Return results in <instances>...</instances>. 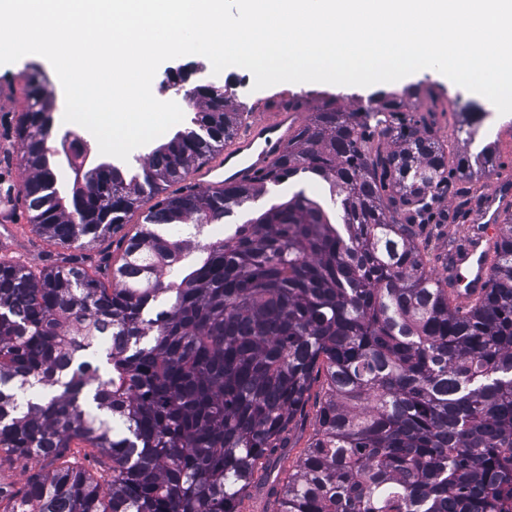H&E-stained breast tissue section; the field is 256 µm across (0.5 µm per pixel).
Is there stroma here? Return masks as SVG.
Wrapping results in <instances>:
<instances>
[{"label": "stroma", "mask_w": 512, "mask_h": 512, "mask_svg": "<svg viewBox=\"0 0 512 512\" xmlns=\"http://www.w3.org/2000/svg\"><path fill=\"white\" fill-rule=\"evenodd\" d=\"M153 94L158 99L174 95L181 87L212 83L229 87L232 105L241 107L244 122L271 115L289 101L299 103L302 118L328 109L351 110L367 104L379 94H389L394 109L402 118L426 122L429 130L444 143L462 152L466 144L458 127L460 115L481 108L488 111L490 138L496 143V153L503 174L512 173V114L493 112L484 96L447 82L431 70H421L391 83L367 87H336L326 83H280L262 90H253L252 74L241 67H229L213 74L210 61L201 55L182 56L162 63L156 72ZM44 86L51 94L54 133H77L91 140L82 126L63 120L65 98L62 85L51 64L43 58H31L0 65V192L24 181L28 170L21 162L22 148L16 136L19 119L27 109L36 86ZM20 221L12 228L0 230V262L20 264L40 270L65 260L82 261L88 272L96 273L102 282H110L112 264L118 261L129 237L143 221L141 211L131 212L127 224L93 242L63 243L38 232L28 221L23 203L14 206ZM326 388L323 373H315L303 407L298 428L285 455L266 469L270 479L284 482L297 470L299 458L318 429L319 406Z\"/></svg>", "instance_id": "obj_1"}]
</instances>
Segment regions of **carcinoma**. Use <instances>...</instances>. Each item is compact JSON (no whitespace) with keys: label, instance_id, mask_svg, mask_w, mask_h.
<instances>
[{"label":"carcinoma","instance_id":"1","mask_svg":"<svg viewBox=\"0 0 512 512\" xmlns=\"http://www.w3.org/2000/svg\"><path fill=\"white\" fill-rule=\"evenodd\" d=\"M17 129V197L64 242L143 210L111 287L74 262H0V451L56 467L0 512H238L256 485L276 512H503L512 496V216L491 287L468 308L426 268L439 198L496 170L495 143L448 167L446 145L388 102L317 112L246 185L168 194L239 131L228 89L198 92L193 127L127 176L100 163L55 186L50 94ZM320 182L235 225L272 187ZM109 334L108 345L98 337ZM319 429L285 484L259 478L288 448L313 373ZM109 461L94 479L73 442Z\"/></svg>","mask_w":512,"mask_h":512}]
</instances>
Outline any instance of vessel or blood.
Masks as SVG:
<instances>
[{
  "label": "vessel or blood",
  "instance_id": "vessel-or-blood-1",
  "mask_svg": "<svg viewBox=\"0 0 512 512\" xmlns=\"http://www.w3.org/2000/svg\"><path fill=\"white\" fill-rule=\"evenodd\" d=\"M296 123V113L288 111L275 113L269 120L251 122L215 160L196 168L195 185L207 189L249 183L281 153ZM509 200L512 181L496 179L470 214V235L450 252L448 295L455 305L470 306L489 288L498 207Z\"/></svg>",
  "mask_w": 512,
  "mask_h": 512
}]
</instances>
